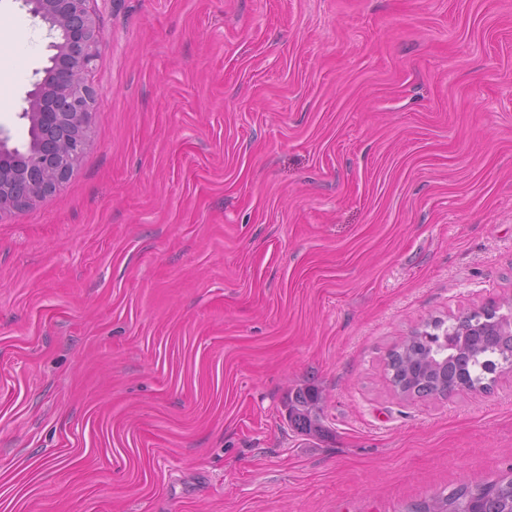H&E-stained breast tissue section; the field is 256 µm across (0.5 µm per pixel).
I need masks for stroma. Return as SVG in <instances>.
<instances>
[{"label": "stroma", "mask_w": 512, "mask_h": 512, "mask_svg": "<svg viewBox=\"0 0 512 512\" xmlns=\"http://www.w3.org/2000/svg\"><path fill=\"white\" fill-rule=\"evenodd\" d=\"M90 142L0 214V512H408L512 472V370L389 350L512 308V0H93ZM0 127L53 40L0 0ZM323 396L321 436L283 402ZM498 310L491 306L485 316L467 315L439 333L422 332L406 338L389 354L385 375L401 395H449L461 387L490 390L497 369L496 358L512 360V339L497 335ZM452 354L436 363L435 347ZM510 351V353H508Z\"/></svg>", "instance_id": "35a3bbf8"}]
</instances>
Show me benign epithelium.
<instances>
[{
    "label": "benign epithelium",
    "instance_id": "benign-epithelium-1",
    "mask_svg": "<svg viewBox=\"0 0 512 512\" xmlns=\"http://www.w3.org/2000/svg\"><path fill=\"white\" fill-rule=\"evenodd\" d=\"M91 0H24L30 13L58 33L44 77L21 116L34 132L25 150L9 146L0 129V212L23 210L56 193L88 146L97 93L87 82L103 33Z\"/></svg>",
    "mask_w": 512,
    "mask_h": 512
}]
</instances>
